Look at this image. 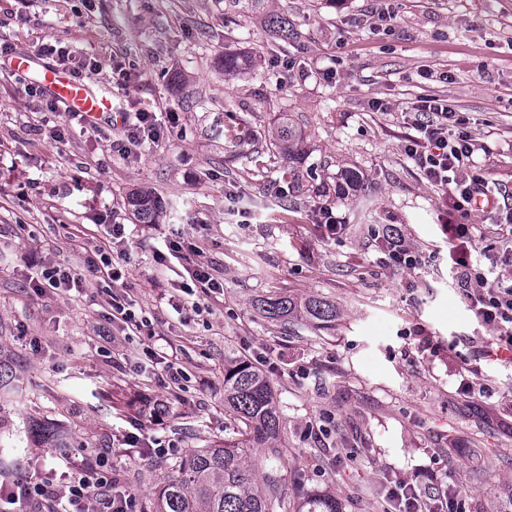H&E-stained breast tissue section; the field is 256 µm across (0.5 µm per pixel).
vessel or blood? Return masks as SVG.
Masks as SVG:
<instances>
[{"label":"vessel or blood","instance_id":"b4317fda","mask_svg":"<svg viewBox=\"0 0 512 512\" xmlns=\"http://www.w3.org/2000/svg\"><path fill=\"white\" fill-rule=\"evenodd\" d=\"M11 73L37 76L39 85L68 111L80 113L87 122L99 123L112 115L111 92L96 89L72 77L68 72L46 67L33 52L11 56Z\"/></svg>","mask_w":512,"mask_h":512}]
</instances>
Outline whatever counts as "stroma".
I'll return each mask as SVG.
<instances>
[{
    "instance_id": "obj_1",
    "label": "stroma",
    "mask_w": 512,
    "mask_h": 512,
    "mask_svg": "<svg viewBox=\"0 0 512 512\" xmlns=\"http://www.w3.org/2000/svg\"><path fill=\"white\" fill-rule=\"evenodd\" d=\"M300 38L271 44L258 19L225 0H0V38L14 53L45 39L101 62L86 73L112 89L116 111L174 112L175 124L136 157L114 153L120 121L55 143L46 96H30L0 58V353L14 391H0V477L18 468L57 480L65 458L109 450L123 487L149 506L166 468L194 448L223 445L224 352L259 363L278 393L282 454L249 452L276 469L286 512L310 494L343 512H388L390 488H414L436 512L449 485L468 512H486L512 480V362L476 351L495 336L468 310L448 266L446 223L473 224L489 280L512 264V0H273ZM242 65L225 77V51ZM129 80L112 79L113 60ZM433 95L457 109L480 144L479 174L499 190L496 209L461 216L423 178L405 146L411 106ZM287 123L303 137L295 177L268 133ZM357 185L341 186L345 171ZM164 200L159 223H137L135 190ZM331 210L344 230L325 238ZM132 225L124 294L137 315L181 348L184 378L165 389L139 339L113 336L107 295L42 293L46 262L81 270L102 225ZM419 253L418 269L383 263V232ZM181 232L220 294L189 296L157 272L155 252ZM311 295L336 306L332 328L262 317L257 300ZM478 385L462 391L465 369ZM166 401L151 418L145 405ZM63 433L68 456L32 444L27 429ZM143 426L169 445L162 457L112 442Z\"/></svg>"
}]
</instances>
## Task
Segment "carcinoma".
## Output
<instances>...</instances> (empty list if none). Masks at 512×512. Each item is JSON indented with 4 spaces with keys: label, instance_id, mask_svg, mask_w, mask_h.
<instances>
[{
    "label": "carcinoma",
    "instance_id": "cac0c4a2",
    "mask_svg": "<svg viewBox=\"0 0 512 512\" xmlns=\"http://www.w3.org/2000/svg\"><path fill=\"white\" fill-rule=\"evenodd\" d=\"M271 0H232L233 7L256 15L271 42L299 37L288 16L266 11ZM276 145L293 159L301 150V137L287 124L273 132ZM128 205L142 224H153L162 213L157 197L137 192ZM259 314L288 322L305 319L320 327L336 321V305L320 297L301 301L270 297L258 301ZM224 407L232 412L237 437L222 448H195L176 462L162 479L151 512H279L284 507L282 481L271 469L259 472L247 462L251 448L280 454L281 421L274 390L267 377L248 359L224 353ZM306 512H340L336 499L312 496ZM491 512H512V481L503 484Z\"/></svg>",
    "mask_w": 512,
    "mask_h": 512
}]
</instances>
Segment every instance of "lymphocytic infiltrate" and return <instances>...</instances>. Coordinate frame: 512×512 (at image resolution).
I'll list each match as a JSON object with an SVG mask.
<instances>
[{
  "label": "lymphocytic infiltrate",
  "instance_id": "f902f5d3",
  "mask_svg": "<svg viewBox=\"0 0 512 512\" xmlns=\"http://www.w3.org/2000/svg\"><path fill=\"white\" fill-rule=\"evenodd\" d=\"M416 134L406 153L417 162L427 182L439 189L453 209L470 213L488 207L492 201L489 181L472 171L471 162L478 145L472 137L455 128L456 112L447 100L436 96L420 98L412 107ZM159 121L156 113L141 109L123 115V135L112 149L130 156L133 148L158 142ZM448 258L457 276L461 295L475 316L496 329L492 342L480 352L492 360L512 359V282L489 285L474 247L472 227L449 224ZM122 272L108 256L88 257L80 271L74 272L50 264L40 274V288L52 292L84 290L98 280L120 281ZM120 479L105 453L83 457L70 466L63 485L38 482L21 475L0 481V502L18 506L44 507L47 512H141L136 495L120 490Z\"/></svg>",
  "mask_w": 512,
  "mask_h": 512
}]
</instances>
